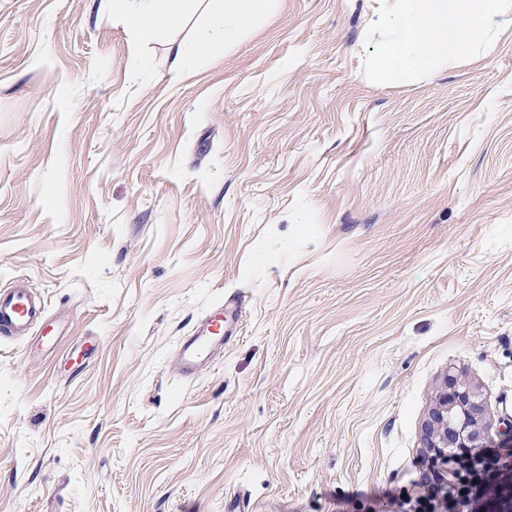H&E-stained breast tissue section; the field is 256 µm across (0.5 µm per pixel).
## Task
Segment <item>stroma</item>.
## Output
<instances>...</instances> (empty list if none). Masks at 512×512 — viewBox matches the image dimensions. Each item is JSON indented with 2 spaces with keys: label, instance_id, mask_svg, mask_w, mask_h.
Wrapping results in <instances>:
<instances>
[{
  "label": "stroma",
  "instance_id": "35a3bbf8",
  "mask_svg": "<svg viewBox=\"0 0 512 512\" xmlns=\"http://www.w3.org/2000/svg\"><path fill=\"white\" fill-rule=\"evenodd\" d=\"M386 8L278 0L188 57L200 0H0V289L64 322L0 340V512H415L447 373L512 423V9L380 84ZM178 1L182 0H114L113 3L133 26L153 22L169 28L181 18ZM240 299L229 296L214 305L202 318L190 336L180 346L181 377L190 379L199 376L213 363L215 353L238 334Z\"/></svg>",
  "mask_w": 512,
  "mask_h": 512
}]
</instances>
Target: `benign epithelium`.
Instances as JSON below:
<instances>
[{"label":"benign epithelium","instance_id":"7a95c632","mask_svg":"<svg viewBox=\"0 0 512 512\" xmlns=\"http://www.w3.org/2000/svg\"><path fill=\"white\" fill-rule=\"evenodd\" d=\"M495 436L499 447H512V426L494 432L483 424L482 406L471 382L448 373L424 427L426 478L444 492L450 485L474 490L480 501L475 512H512V479L504 484L495 482L500 472L498 461L480 453ZM478 475L493 491L484 493L473 484Z\"/></svg>","mask_w":512,"mask_h":512}]
</instances>
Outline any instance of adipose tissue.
Here are the masks:
<instances>
[{
  "mask_svg": "<svg viewBox=\"0 0 512 512\" xmlns=\"http://www.w3.org/2000/svg\"><path fill=\"white\" fill-rule=\"evenodd\" d=\"M278 0H207L210 15L199 41L182 54L219 52L231 47L258 20L271 15ZM505 0H397L392 39L380 50L377 82L391 83L423 68L432 59L457 57L483 40L504 14ZM131 25L153 22L169 28L181 18L178 0H114Z\"/></svg>",
  "mask_w": 512,
  "mask_h": 512,
  "instance_id": "obj_1",
  "label": "adipose tissue"
}]
</instances>
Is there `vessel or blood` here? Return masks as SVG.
I'll list each match as a JSON object with an SVG mask.
<instances>
[{"label": "vessel or blood", "instance_id": "vessel-or-blood-1", "mask_svg": "<svg viewBox=\"0 0 512 512\" xmlns=\"http://www.w3.org/2000/svg\"><path fill=\"white\" fill-rule=\"evenodd\" d=\"M239 308V297L224 298L184 338L180 346L181 377H197L211 366L216 352L238 332ZM61 334L59 321L49 317L43 301L30 287L19 284L0 290V339L31 337L37 347L50 352L56 349Z\"/></svg>", "mask_w": 512, "mask_h": 512}]
</instances>
